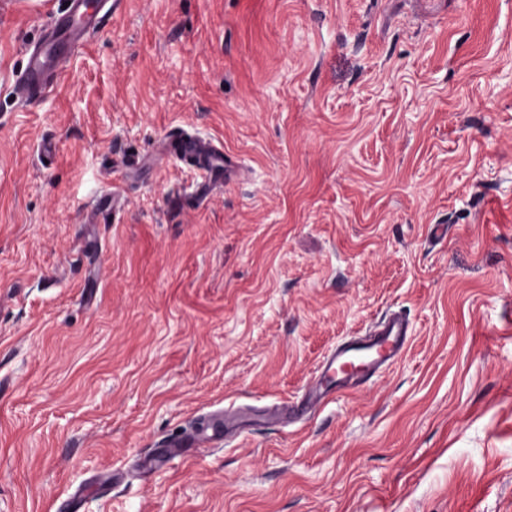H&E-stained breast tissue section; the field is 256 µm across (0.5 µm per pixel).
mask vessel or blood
Segmentation results:
<instances>
[{
    "label": "vessel or blood",
    "instance_id": "obj_1",
    "mask_svg": "<svg viewBox=\"0 0 512 512\" xmlns=\"http://www.w3.org/2000/svg\"><path fill=\"white\" fill-rule=\"evenodd\" d=\"M121 3L122 0H67L64 11L51 14L39 39L26 49L24 65L12 86L15 98L40 99L50 92L61 78V62L77 55ZM174 142L182 159L197 168L202 187L233 176V160L212 140L181 132L175 135ZM410 334L408 316L395 312L374 323L364 335L337 345L321 362L300 406L277 405L271 410V417L284 420L295 417L300 410L315 414L338 395L360 390L401 358Z\"/></svg>",
    "mask_w": 512,
    "mask_h": 512
}]
</instances>
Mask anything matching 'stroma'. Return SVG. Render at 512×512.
Instances as JSON below:
<instances>
[{"label": "stroma", "instance_id": "35a3bbf8", "mask_svg": "<svg viewBox=\"0 0 512 512\" xmlns=\"http://www.w3.org/2000/svg\"><path fill=\"white\" fill-rule=\"evenodd\" d=\"M64 4L0 0V512H512V0H124L21 107ZM172 131L241 175L196 203ZM394 311L392 368L267 418Z\"/></svg>", "mask_w": 512, "mask_h": 512}]
</instances>
